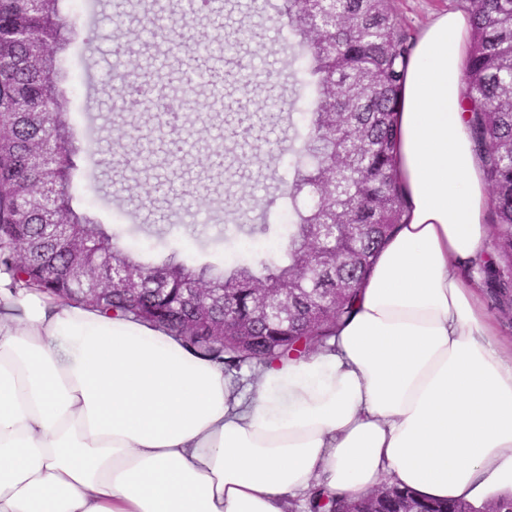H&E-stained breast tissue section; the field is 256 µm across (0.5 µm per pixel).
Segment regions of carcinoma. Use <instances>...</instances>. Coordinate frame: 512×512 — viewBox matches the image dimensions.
Wrapping results in <instances>:
<instances>
[{"label":"carcinoma","mask_w":512,"mask_h":512,"mask_svg":"<svg viewBox=\"0 0 512 512\" xmlns=\"http://www.w3.org/2000/svg\"><path fill=\"white\" fill-rule=\"evenodd\" d=\"M472 22L462 72L464 111L490 187L494 233L482 274L491 306L512 329V0H460ZM288 28L308 58L312 112L297 135L294 171L282 194L294 220L240 224L250 239L282 240L279 256L239 252L230 264H189L175 250L151 261L122 242L125 232L100 224L72 205L70 155L76 151L55 55L65 39L58 0L39 15L26 0H0V265L13 286L94 307L116 319L148 324L179 337L201 355L232 370L301 358L325 346L355 309L379 251L403 222L405 199L397 175L400 90L414 39L389 0H336V46L312 37L319 22L306 0H287ZM199 49L222 55L226 41L207 31ZM57 114L47 125L39 113ZM53 142L62 154L51 211L26 205L39 180L30 173L32 145ZM78 224L112 251V264L139 280L140 300L120 290L95 298L61 269L72 260L53 225ZM227 325L224 340L213 326ZM512 512V492L479 507L461 499L421 498L385 484L356 501L345 495L309 498L310 512Z\"/></svg>","instance_id":"obj_1"}]
</instances>
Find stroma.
Masks as SVG:
<instances>
[{"mask_svg":"<svg viewBox=\"0 0 512 512\" xmlns=\"http://www.w3.org/2000/svg\"><path fill=\"white\" fill-rule=\"evenodd\" d=\"M260 7H240L239 0H223L220 33L234 47L223 58L201 59L189 46L169 49L168 99L181 100L186 111L208 94L206 85L187 88L186 71L205 65L224 89V109L201 114L198 124L179 130L159 128L157 115L148 109L116 112L112 109L113 55L117 43L126 42L143 52L149 36L140 29L152 12V0H61L60 6L74 24V31L58 51L65 74L58 82L67 98L66 110L79 147L72 157V205L104 224H125L129 219L154 228L165 224L197 223L199 236L178 233L174 243L181 256L199 263L220 262L223 246L201 250L200 236L217 237L236 224L226 213L229 194L250 190L272 224L289 220L288 200L280 189L291 173L288 144L291 121L300 120L310 96L300 80L304 60L293 58L288 21L277 11L281 0H258ZM456 0H392L391 6L412 34H419L437 13L454 8ZM264 61L256 81L260 92L244 88L239 61ZM140 127L143 138L129 139L131 127ZM219 126L223 138L214 143L209 161L187 154L181 164L163 163L169 141L195 140L203 127ZM248 132L249 163L233 162L224 149L234 146L241 132ZM152 141L160 161L143 169L121 164L123 154L142 150ZM112 158L105 167L101 158Z\"/></svg>","mask_w":512,"mask_h":512,"instance_id":"obj_1","label":"stroma"}]
</instances>
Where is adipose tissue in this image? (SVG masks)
I'll return each instance as SVG.
<instances>
[{"label":"adipose tissue","instance_id":"ef3b65f1","mask_svg":"<svg viewBox=\"0 0 512 512\" xmlns=\"http://www.w3.org/2000/svg\"><path fill=\"white\" fill-rule=\"evenodd\" d=\"M470 18L435 15L401 93L406 211L328 347L241 402L221 364L0 269V512H286L382 484L512 491V357L478 269L490 195L460 106Z\"/></svg>","mask_w":512,"mask_h":512}]
</instances>
